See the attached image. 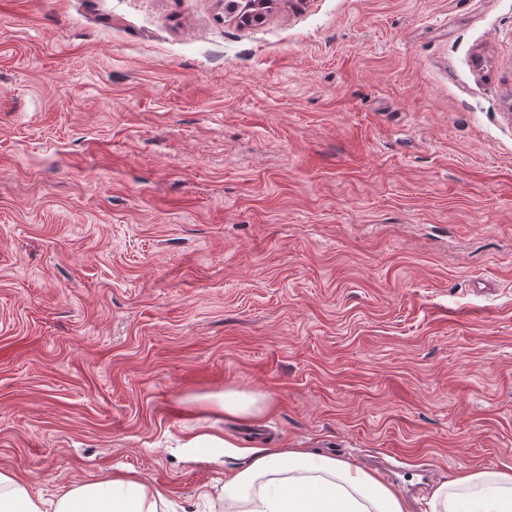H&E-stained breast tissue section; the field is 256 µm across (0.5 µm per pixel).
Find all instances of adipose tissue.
<instances>
[{
	"label": "adipose tissue",
	"mask_w": 512,
	"mask_h": 512,
	"mask_svg": "<svg viewBox=\"0 0 512 512\" xmlns=\"http://www.w3.org/2000/svg\"><path fill=\"white\" fill-rule=\"evenodd\" d=\"M225 415L258 418L259 393L210 396ZM243 467L211 506L216 512H407L394 487L352 462L306 448H244ZM165 489L116 473L71 487L53 499L33 493L21 476L0 472V512H171ZM425 512H512V473L463 469L432 492Z\"/></svg>",
	"instance_id": "adipose-tissue-1"
}]
</instances>
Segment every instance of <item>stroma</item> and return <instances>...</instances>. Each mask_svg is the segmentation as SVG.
<instances>
[{
  "label": "stroma",
  "mask_w": 512,
  "mask_h": 512,
  "mask_svg": "<svg viewBox=\"0 0 512 512\" xmlns=\"http://www.w3.org/2000/svg\"><path fill=\"white\" fill-rule=\"evenodd\" d=\"M284 443L512 472V0H0V471L206 512ZM208 399L211 408L224 412V415L243 419H256L264 410V396L260 393L228 390Z\"/></svg>",
  "instance_id": "obj_1"
}]
</instances>
